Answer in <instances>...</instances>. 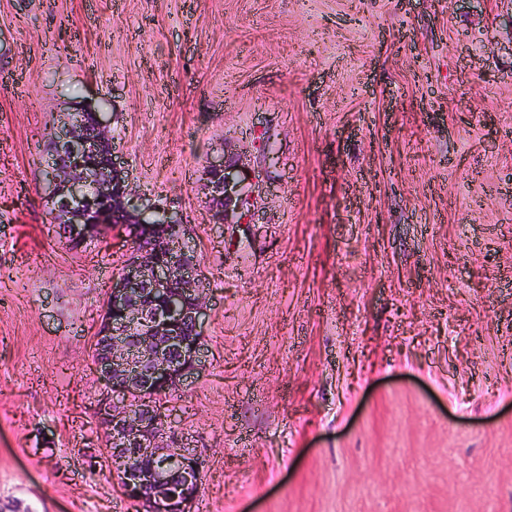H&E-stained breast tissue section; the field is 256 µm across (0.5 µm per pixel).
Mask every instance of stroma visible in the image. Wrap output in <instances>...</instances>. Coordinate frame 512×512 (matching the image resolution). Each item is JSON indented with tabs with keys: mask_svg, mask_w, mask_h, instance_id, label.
<instances>
[{
	"mask_svg": "<svg viewBox=\"0 0 512 512\" xmlns=\"http://www.w3.org/2000/svg\"><path fill=\"white\" fill-rule=\"evenodd\" d=\"M76 109L209 283L195 512H512V0H0V507L143 512L92 365L133 245L47 219ZM217 153L206 168L209 200L214 203L209 221L213 224H242L260 186L257 185L255 190L254 184L252 188L250 182H245L244 174L236 169L235 162L225 160L223 150ZM229 216H235L238 220L229 221Z\"/></svg>",
	"mask_w": 512,
	"mask_h": 512,
	"instance_id": "1",
	"label": "stroma"
}]
</instances>
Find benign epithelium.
I'll use <instances>...</instances> for the list:
<instances>
[{"instance_id": "obj_1", "label": "benign epithelium", "mask_w": 512, "mask_h": 512, "mask_svg": "<svg viewBox=\"0 0 512 512\" xmlns=\"http://www.w3.org/2000/svg\"><path fill=\"white\" fill-rule=\"evenodd\" d=\"M56 147L48 172L50 218L64 212L68 238L85 240L99 223V198L112 195L120 211L112 222L132 237L139 224L153 217L177 228L182 215L156 203L143 204L135 195L124 163L111 154L104 167L94 164L102 140L86 132L83 113L70 112L53 128ZM209 222L227 224L248 216L255 189L248 186L235 163L218 153L206 168ZM110 312L99 338L109 356L94 360V369L109 393L98 404L97 418L108 434L112 468L119 469L123 492L141 502L144 512H192L201 486L202 465L163 412L154 392L180 386L203 369V323L206 288L190 245L179 238L164 244V254L145 246L136 249L113 278ZM188 324L186 336L180 326ZM176 467L180 483L169 477Z\"/></svg>"}]
</instances>
